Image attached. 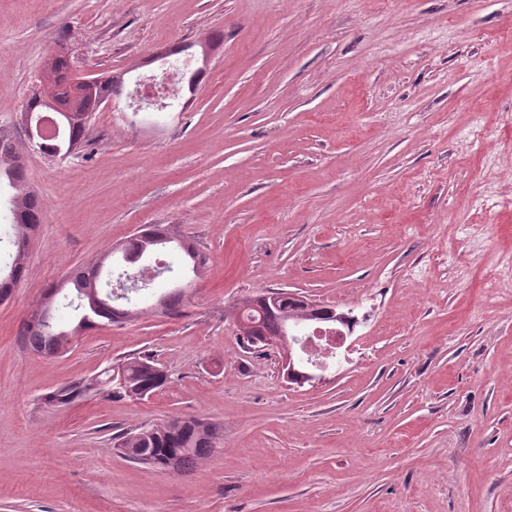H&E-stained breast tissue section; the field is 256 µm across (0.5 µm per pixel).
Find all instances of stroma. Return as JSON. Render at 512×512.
<instances>
[{"label":"stroma","mask_w":512,"mask_h":512,"mask_svg":"<svg viewBox=\"0 0 512 512\" xmlns=\"http://www.w3.org/2000/svg\"><path fill=\"white\" fill-rule=\"evenodd\" d=\"M211 44L195 96L94 112L58 162L21 147L42 221L0 301V512H512V0H0V129L45 68L126 84ZM155 224L209 258L180 315L33 351L71 269ZM284 290L361 322L322 381L288 383L233 310ZM149 356L143 400L46 394ZM172 416L224 427L176 473L112 446Z\"/></svg>","instance_id":"obj_1"}]
</instances>
